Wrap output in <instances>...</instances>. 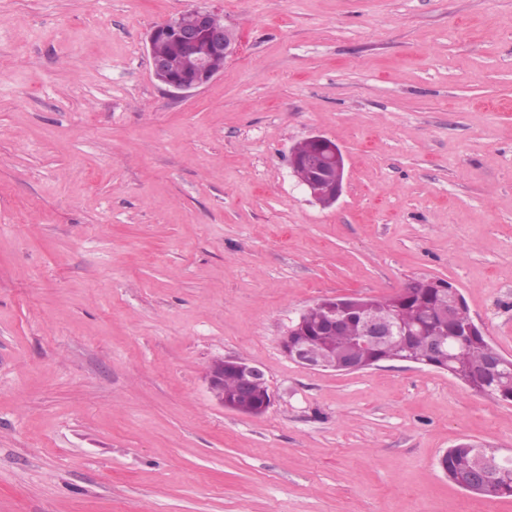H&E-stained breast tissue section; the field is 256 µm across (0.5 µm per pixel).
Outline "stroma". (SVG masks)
Here are the masks:
<instances>
[{
  "label": "stroma",
  "mask_w": 512,
  "mask_h": 512,
  "mask_svg": "<svg viewBox=\"0 0 512 512\" xmlns=\"http://www.w3.org/2000/svg\"><path fill=\"white\" fill-rule=\"evenodd\" d=\"M202 1L239 50L174 95L146 37ZM313 134L329 207L289 166ZM422 275L512 357V0H0V512H512L439 466L512 454V403L281 350ZM225 357L265 414L212 398ZM317 149L312 156L298 158L291 150L290 165L297 169L301 185L323 206L333 205L344 189L345 158L335 142L323 135L306 138ZM225 370L234 371L237 377ZM206 380L215 400L225 409L249 416L266 413L274 400V394L266 380L263 370L240 358H222L215 360L209 367Z\"/></svg>",
  "instance_id": "1"
}]
</instances>
